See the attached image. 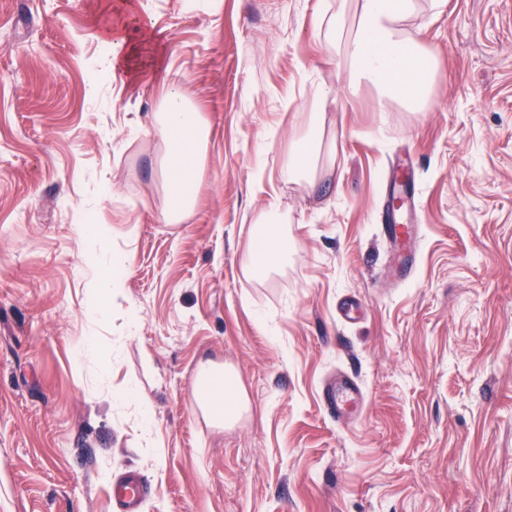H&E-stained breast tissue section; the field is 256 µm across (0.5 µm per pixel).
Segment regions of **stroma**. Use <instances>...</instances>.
Instances as JSON below:
<instances>
[{
	"mask_svg": "<svg viewBox=\"0 0 512 512\" xmlns=\"http://www.w3.org/2000/svg\"><path fill=\"white\" fill-rule=\"evenodd\" d=\"M338 2L149 0L164 67L134 86L89 79L100 32L133 21L120 0H0V512H113L127 471L142 512H512V0H417L400 27L441 61L421 107L351 79L317 29L321 11L352 29ZM171 85L208 129L174 224L150 122ZM327 88L332 160L281 181ZM406 158L419 257L398 284L380 224ZM273 203L288 253L247 274ZM105 250L128 270L94 322ZM345 298L362 319H339ZM208 359L241 406L226 426L189 397ZM336 373L367 395L340 424L320 401ZM125 389L149 420L114 404Z\"/></svg>",
	"mask_w": 512,
	"mask_h": 512,
	"instance_id": "1",
	"label": "stroma"
}]
</instances>
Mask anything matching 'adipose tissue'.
Listing matches in <instances>:
<instances>
[{
	"label": "adipose tissue",
	"mask_w": 512,
	"mask_h": 512,
	"mask_svg": "<svg viewBox=\"0 0 512 512\" xmlns=\"http://www.w3.org/2000/svg\"><path fill=\"white\" fill-rule=\"evenodd\" d=\"M417 0H359L353 34L340 39L335 22H328L324 38L340 42L344 59L351 68L374 77L391 98L418 106L425 102L433 75L440 66L437 57L423 51L418 39L402 35L399 24L416 10ZM107 46L98 61L103 76L124 75L131 83L143 81L159 69L160 42L151 23L143 22L136 34L125 27H113L101 36ZM329 93L319 96L309 115L303 137L296 140L280 176L294 181L315 182L317 161L323 143L322 110ZM151 125L156 137L167 147L171 161L166 167V189L170 203L164 212L165 222L178 221L189 208L204 175L203 148L207 129L194 110L188 95L178 86L168 87ZM124 261L119 257H102L94 280V299L87 309L90 319L107 316L113 293L121 288L119 271Z\"/></svg>",
	"instance_id": "adipose-tissue-1"
}]
</instances>
